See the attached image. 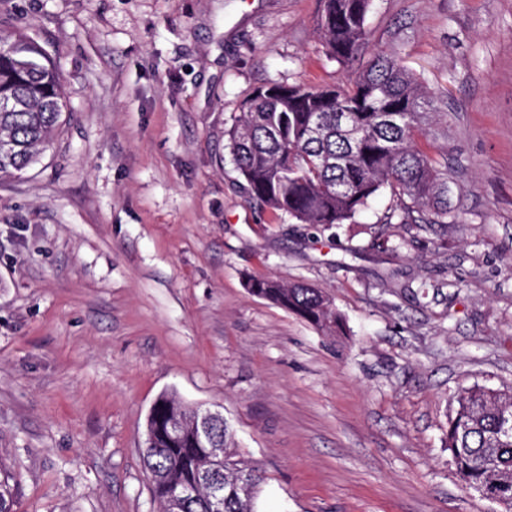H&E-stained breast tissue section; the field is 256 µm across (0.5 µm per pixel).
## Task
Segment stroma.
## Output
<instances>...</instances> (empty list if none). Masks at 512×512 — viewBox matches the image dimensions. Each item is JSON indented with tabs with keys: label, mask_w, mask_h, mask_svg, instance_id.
I'll return each instance as SVG.
<instances>
[{
	"label": "stroma",
	"mask_w": 512,
	"mask_h": 512,
	"mask_svg": "<svg viewBox=\"0 0 512 512\" xmlns=\"http://www.w3.org/2000/svg\"><path fill=\"white\" fill-rule=\"evenodd\" d=\"M321 0H0L60 64L72 117L0 180V456L16 512H158L164 392L220 409L257 512H502L446 447L462 388L512 387V0H375L444 116L451 224H303L250 201L225 131L271 80L346 86ZM322 289L330 336L251 295Z\"/></svg>",
	"instance_id": "stroma-1"
}]
</instances>
